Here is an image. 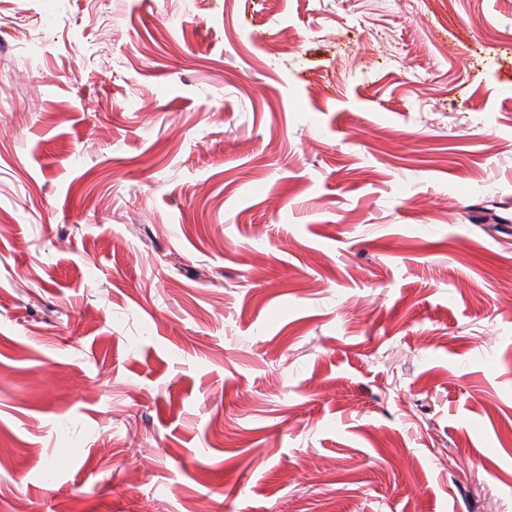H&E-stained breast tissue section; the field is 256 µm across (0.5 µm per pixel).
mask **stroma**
<instances>
[{
    "label": "stroma",
    "mask_w": 512,
    "mask_h": 512,
    "mask_svg": "<svg viewBox=\"0 0 512 512\" xmlns=\"http://www.w3.org/2000/svg\"><path fill=\"white\" fill-rule=\"evenodd\" d=\"M0 512H512V0H0Z\"/></svg>",
    "instance_id": "1"
}]
</instances>
